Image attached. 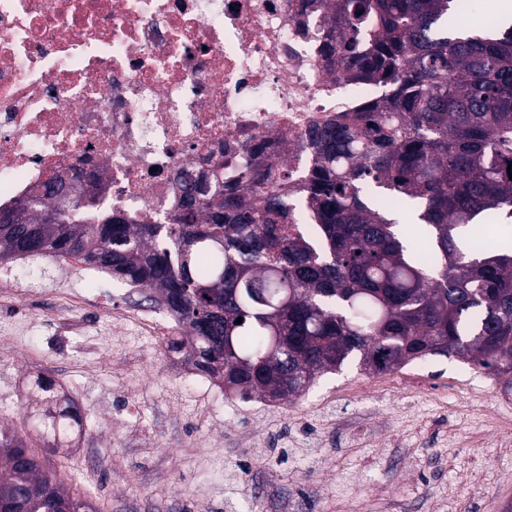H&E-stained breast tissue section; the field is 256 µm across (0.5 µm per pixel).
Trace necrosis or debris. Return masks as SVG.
Wrapping results in <instances>:
<instances>
[{
    "label": "necrosis or debris",
    "mask_w": 512,
    "mask_h": 512,
    "mask_svg": "<svg viewBox=\"0 0 512 512\" xmlns=\"http://www.w3.org/2000/svg\"><path fill=\"white\" fill-rule=\"evenodd\" d=\"M311 0H0V209L58 176L161 224L183 173L260 189L309 224L311 130L382 95L350 80Z\"/></svg>",
    "instance_id": "necrosis-or-debris-1"
}]
</instances>
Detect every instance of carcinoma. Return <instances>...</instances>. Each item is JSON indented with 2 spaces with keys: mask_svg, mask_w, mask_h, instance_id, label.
Segmentation results:
<instances>
[{
  "mask_svg": "<svg viewBox=\"0 0 512 512\" xmlns=\"http://www.w3.org/2000/svg\"><path fill=\"white\" fill-rule=\"evenodd\" d=\"M319 7L331 20L329 52L353 77L389 90L352 124L313 132L314 233L292 231L288 200L273 191L256 202L221 191L203 215L197 201L208 188L193 180L167 224H131L81 204L48 224L34 200L17 211L21 223H0V261L74 258L154 291L186 327L188 340L168 350L244 400L300 396L353 357L385 373L437 354L507 378L511 392L512 253L493 252L479 225L512 221V28H458L450 19L461 0ZM371 187L410 202L418 227L403 233ZM33 389L44 407L31 416L53 451L82 419L51 379L37 377ZM17 501L26 512H95L0 428V506Z\"/></svg>",
  "mask_w": 512,
  "mask_h": 512,
  "instance_id": "carcinoma-1",
  "label": "carcinoma"
}]
</instances>
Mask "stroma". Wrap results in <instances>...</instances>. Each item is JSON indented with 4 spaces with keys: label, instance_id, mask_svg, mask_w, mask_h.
<instances>
[{
    "label": "stroma",
    "instance_id": "stroma-1",
    "mask_svg": "<svg viewBox=\"0 0 512 512\" xmlns=\"http://www.w3.org/2000/svg\"><path fill=\"white\" fill-rule=\"evenodd\" d=\"M22 295L0 309V425L26 436L42 468L96 512H512V424L485 422L512 394L453 357L380 374L357 360L304 395L236 411L206 398L169 332L106 341L116 279L67 317L69 262L8 263ZM50 377L79 407L81 432L45 451L28 388Z\"/></svg>",
    "mask_w": 512,
    "mask_h": 512
}]
</instances>
